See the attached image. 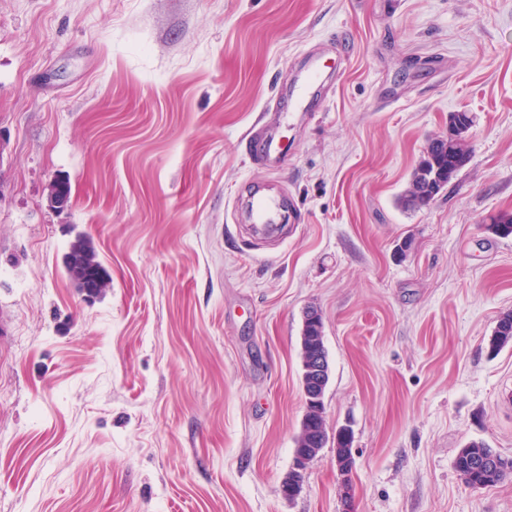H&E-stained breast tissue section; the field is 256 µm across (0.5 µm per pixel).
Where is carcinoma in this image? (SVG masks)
<instances>
[{
  "label": "carcinoma",
  "instance_id": "cac0c4a2",
  "mask_svg": "<svg viewBox=\"0 0 512 512\" xmlns=\"http://www.w3.org/2000/svg\"><path fill=\"white\" fill-rule=\"evenodd\" d=\"M470 154L466 139L459 141L448 138L440 142L431 140L423 157L414 169L409 185L401 197L402 205L409 210H419L430 205L433 200L432 187L428 177L437 173L443 175L441 185H446L462 169L460 157ZM487 230L500 238L512 236V214L502 213L493 218ZM69 253L79 257L85 264V273H91L101 279L103 287H110V279L97 259L91 243L78 238L70 244ZM512 345V310L506 311L497 319L490 349L499 351ZM325 349L323 339V319L319 311L310 307L305 312L301 333V359L311 358ZM325 388H320L315 398L317 402L307 407L301 431L296 439L295 454H305L313 459L316 448H324L327 441V423L324 416L323 397ZM351 439L336 438V455L345 461L343 475L351 471ZM501 453L483 441H470L460 449L455 459V470L461 481L472 489H479L496 484L512 476V465L504 467L494 463Z\"/></svg>",
  "mask_w": 512,
  "mask_h": 512
}]
</instances>
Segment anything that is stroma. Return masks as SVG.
Listing matches in <instances>:
<instances>
[{"label": "stroma", "instance_id": "35a3bbf8", "mask_svg": "<svg viewBox=\"0 0 512 512\" xmlns=\"http://www.w3.org/2000/svg\"><path fill=\"white\" fill-rule=\"evenodd\" d=\"M315 53L328 107L277 127L286 170L251 164ZM459 111L469 163L402 208ZM256 183L301 212L281 240L248 229ZM505 211L512 0H0V512H343L332 442L279 491L311 307L352 512H512V478L454 468L473 440L512 456ZM79 232L112 281L90 303L63 268ZM305 315L304 325L301 333L302 365L306 358L313 357L317 352L321 350L326 352L323 339L322 315L314 307L308 308L305 312ZM313 319L317 321V324L313 322ZM512 345V310L503 312L497 319L493 335L490 339V349L499 351Z\"/></svg>", "mask_w": 512, "mask_h": 512}]
</instances>
